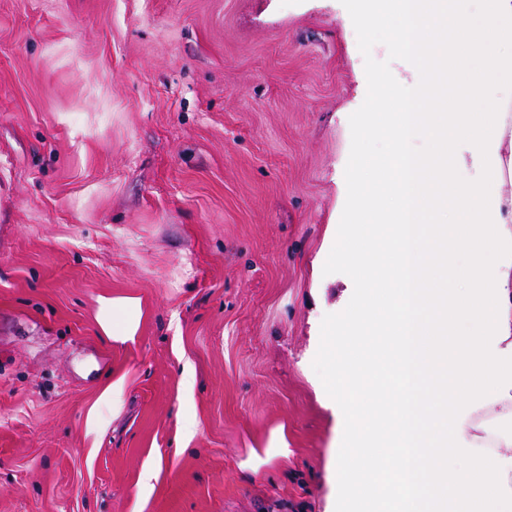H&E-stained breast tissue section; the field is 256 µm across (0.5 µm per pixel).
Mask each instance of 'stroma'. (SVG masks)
<instances>
[{
	"label": "stroma",
	"instance_id": "obj_1",
	"mask_svg": "<svg viewBox=\"0 0 512 512\" xmlns=\"http://www.w3.org/2000/svg\"><path fill=\"white\" fill-rule=\"evenodd\" d=\"M393 66L350 0H0V512H334L337 222ZM142 315L139 297L103 298L97 314V324L108 341L124 343L138 334Z\"/></svg>",
	"mask_w": 512,
	"mask_h": 512
}]
</instances>
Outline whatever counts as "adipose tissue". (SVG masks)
Listing matches in <instances>:
<instances>
[{
    "label": "adipose tissue",
    "mask_w": 512,
    "mask_h": 512,
    "mask_svg": "<svg viewBox=\"0 0 512 512\" xmlns=\"http://www.w3.org/2000/svg\"><path fill=\"white\" fill-rule=\"evenodd\" d=\"M353 4L364 26L394 29L397 69L372 80L364 123L392 150L352 164L341 230L368 220L376 232L350 254L360 297L333 333L375 366L395 358L396 379L385 388L361 365H328L346 429L332 460L338 512H512V212L500 192L512 177V0ZM475 50L487 53L479 70ZM471 94L485 109L460 112ZM423 136L433 151L413 149ZM468 167L477 181L460 180ZM463 254L470 267L457 266ZM141 315L138 297L105 298L97 324L123 343ZM468 323L478 335L462 334Z\"/></svg>",
    "instance_id": "1"
}]
</instances>
